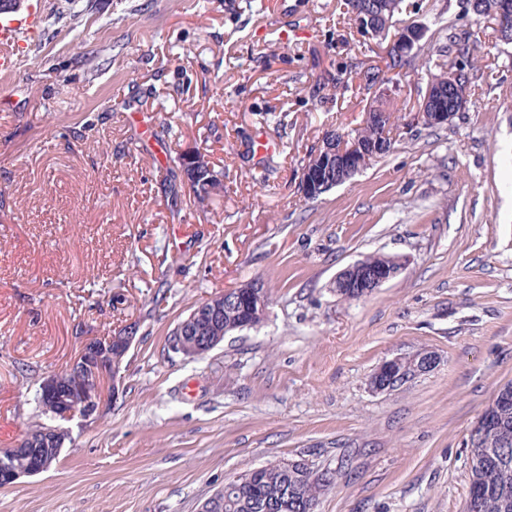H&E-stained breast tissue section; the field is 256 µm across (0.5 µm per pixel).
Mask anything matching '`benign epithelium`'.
I'll return each mask as SVG.
<instances>
[{
	"mask_svg": "<svg viewBox=\"0 0 512 512\" xmlns=\"http://www.w3.org/2000/svg\"><path fill=\"white\" fill-rule=\"evenodd\" d=\"M359 29L368 37L381 39L388 32V26L379 22L377 5L366 0L356 10ZM421 32L414 29L401 38L392 36L391 41L399 42L398 50L409 54L419 42ZM446 82H431L427 86L422 103L426 111L420 113L435 126L445 125L451 120L455 111L465 103L466 91L459 84L458 72L450 68L445 74ZM192 164L189 166L187 180L190 183L213 184L215 175L212 167L204 157L197 153L190 154ZM377 159L376 154L360 147L357 137H351L350 149L339 143L336 136L328 135L322 139L308 162L301 168L299 188L304 197L313 199L344 183L355 174L365 169ZM406 260L401 257L391 258V262L381 268L369 267L363 260H358L341 270L333 281L336 293L347 288H355L361 296L367 297L386 282L397 277L405 268ZM244 308L246 317L237 328L250 327L265 317L268 301L259 283L246 284L224 291V294L208 299L194 309L173 330L171 348L185 356L196 357L200 352H209L224 340V320L221 314L225 307ZM135 339V327L128 326L121 333L113 336L93 338L84 343L65 369L82 377L77 385L64 384L60 381L62 373L50 375L41 388L48 401V411L56 424L48 426L45 431L58 434V422H68L78 417L89 421L98 416L106 405L105 389L112 395L119 393L121 381L122 357L126 355ZM403 363V358L395 357L383 361L370 379L375 391L388 389L380 382L384 376L395 374ZM512 397V390L504 387L498 392L493 404L479 418L470 431L469 442L478 443V435L484 427L493 423L498 407ZM60 450L48 452L30 460L23 458L15 461L20 449L12 448L0 459V484L9 486L21 477L34 476L49 471L55 464Z\"/></svg>",
	"mask_w": 512,
	"mask_h": 512,
	"instance_id": "1",
	"label": "benign epithelium"
}]
</instances>
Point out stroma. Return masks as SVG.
Here are the masks:
<instances>
[{"label":"stroma","mask_w":512,"mask_h":512,"mask_svg":"<svg viewBox=\"0 0 512 512\" xmlns=\"http://www.w3.org/2000/svg\"><path fill=\"white\" fill-rule=\"evenodd\" d=\"M40 7L0 72V448L83 343L137 333L118 396L68 423L50 471L0 487V512H199L227 479L300 458L336 474L316 512H462L469 432L512 382V44L469 0H405L394 27L422 37L394 71L345 0ZM452 32L466 103L428 128L412 107ZM380 102L393 150L303 198L311 147ZM191 151L223 181L205 208L167 176ZM375 254L406 268L339 299L336 274ZM253 281L261 324L202 357L170 348L198 305ZM422 351L434 368L371 389L382 361Z\"/></svg>","instance_id":"stroma-1"}]
</instances>
